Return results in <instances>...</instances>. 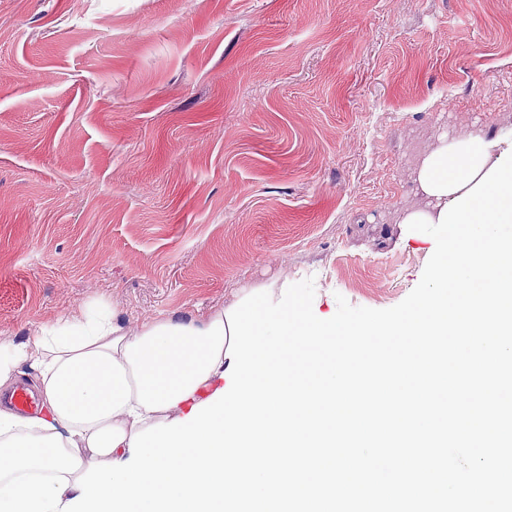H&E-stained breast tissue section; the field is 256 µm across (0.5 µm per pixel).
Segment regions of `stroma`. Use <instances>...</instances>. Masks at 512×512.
Masks as SVG:
<instances>
[{
  "mask_svg": "<svg viewBox=\"0 0 512 512\" xmlns=\"http://www.w3.org/2000/svg\"><path fill=\"white\" fill-rule=\"evenodd\" d=\"M476 128L512 139V0H0V336L309 277L393 307L420 163Z\"/></svg>",
  "mask_w": 512,
  "mask_h": 512,
  "instance_id": "35a3bbf8",
  "label": "stroma"
}]
</instances>
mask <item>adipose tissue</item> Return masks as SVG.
<instances>
[{
    "instance_id": "adipose-tissue-1",
    "label": "adipose tissue",
    "mask_w": 512,
    "mask_h": 512,
    "mask_svg": "<svg viewBox=\"0 0 512 512\" xmlns=\"http://www.w3.org/2000/svg\"><path fill=\"white\" fill-rule=\"evenodd\" d=\"M502 151L473 134L429 153L417 175L427 205L408 212L405 223H437L445 204L475 185ZM228 344L220 311L201 319L168 311L132 328L104 304L24 341L0 336V395L29 377L39 396L30 414L0 404V441L57 432L83 464L121 460L134 433L185 417L224 388Z\"/></svg>"
}]
</instances>
